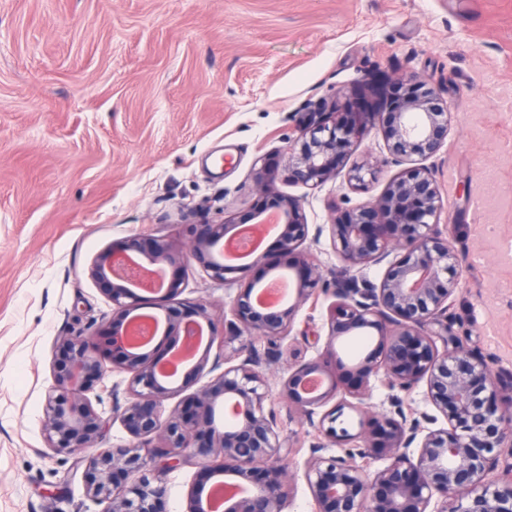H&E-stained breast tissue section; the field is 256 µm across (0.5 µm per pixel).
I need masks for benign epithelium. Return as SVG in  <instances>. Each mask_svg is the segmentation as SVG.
Masks as SVG:
<instances>
[{
  "label": "benign epithelium",
  "mask_w": 512,
  "mask_h": 512,
  "mask_svg": "<svg viewBox=\"0 0 512 512\" xmlns=\"http://www.w3.org/2000/svg\"><path fill=\"white\" fill-rule=\"evenodd\" d=\"M399 87V108L390 113L383 137L391 158L407 167L375 202L343 211L328 225L344 278L333 291L326 345L316 359L289 368L280 395L289 411L328 441L362 442L347 458H324V444L311 445L304 477L316 512H512V463L501 465L503 444H512V400L507 409L499 407L501 391H512V380H493L482 357L449 334L443 322L464 256L440 227L441 197L424 161L447 140L448 113L421 78L407 76ZM335 107L325 100L308 105V120L296 125L290 139L288 181L316 188L341 176L361 190L376 178L378 162L356 153L363 129L376 124L379 113L358 112L344 120ZM251 180L257 191L272 197L271 208L201 224L187 243L134 237L100 253L88 268L112 303V321L121 325L112 332V349L118 354L112 368L129 374L128 399L119 418L135 439L87 459L86 494L109 502V512H161L168 473L181 464L184 449L201 445L203 455L222 458L218 468L200 462L201 471L242 487L224 497L223 512H285L288 506L291 478L282 461L290 443L281 437L276 419L264 412L268 389L252 340L284 337L300 306L327 284L304 247L309 227L303 198L277 190L279 170L266 161L253 167ZM267 216L282 225L280 251L293 258L285 265L291 296L283 306L257 304L259 285L248 278L249 266L224 261L225 235L237 225L260 224ZM395 251L396 258L387 261ZM191 260L217 281L231 270L240 274L230 306L235 321L224 335V342L237 340L239 346L224 359V372L167 413L164 401L181 388L161 377L163 356L154 349H130L129 315L140 305L141 293L154 292L144 280L160 273L165 291L160 314L149 316L154 328L147 342L162 324L183 345L206 327L216 336L205 304L177 300ZM384 261L388 265L379 282L356 276ZM371 331L378 335V345L353 365L356 384L350 385L336 375V342ZM106 372V356L92 339L80 334L58 339L53 383L44 404L46 447L56 453L96 447L107 422L89 397L90 376L101 378ZM379 374L401 391L426 381L428 401L446 426L425 429L396 397L391 398L393 410L370 416L363 396L370 378ZM312 381L319 382L318 390L309 389ZM320 408L324 412L319 415ZM347 409L359 415L355 435L336 427ZM373 456H384L389 464L369 474L360 461ZM186 512H210L202 486L190 490Z\"/></svg>",
  "instance_id": "1"
}]
</instances>
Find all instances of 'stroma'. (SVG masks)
I'll list each match as a JSON object with an SVG mask.
<instances>
[{
    "instance_id": "stroma-1",
    "label": "stroma",
    "mask_w": 512,
    "mask_h": 512,
    "mask_svg": "<svg viewBox=\"0 0 512 512\" xmlns=\"http://www.w3.org/2000/svg\"><path fill=\"white\" fill-rule=\"evenodd\" d=\"M410 73L448 102V139L427 164L439 222L466 259L453 330L493 375L512 376V0H0V512L108 508L85 495L86 453L52 452L42 431L57 338L112 349V304L87 274L96 255L262 206L248 174L261 157L287 166L307 103L334 97L385 119ZM359 150L381 161L367 189L278 184L303 197L306 246L330 281L340 263L325 224L400 170L378 128ZM238 277L219 286L190 264L181 298L223 327ZM332 300L319 294L289 335L255 341L265 410L293 445L287 512H316L304 471L317 431L289 412L280 381L321 353L304 335L326 334ZM127 380L94 383L100 447L131 441L117 413ZM187 458L166 478L164 512H184L201 479L198 449Z\"/></svg>"
}]
</instances>
